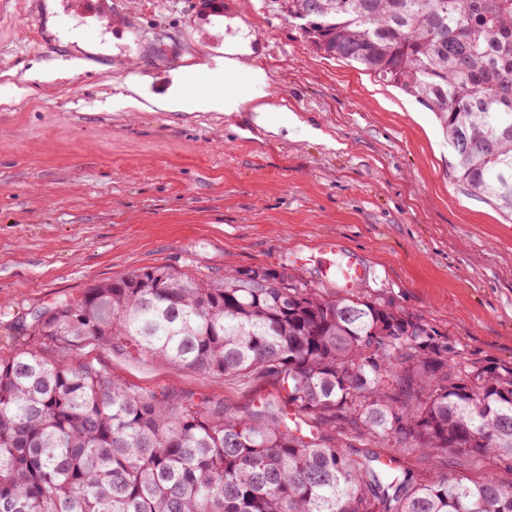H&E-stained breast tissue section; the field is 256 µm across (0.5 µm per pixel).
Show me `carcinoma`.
<instances>
[{
	"mask_svg": "<svg viewBox=\"0 0 512 512\" xmlns=\"http://www.w3.org/2000/svg\"><path fill=\"white\" fill-rule=\"evenodd\" d=\"M316 51L432 112L456 181L512 217V0H271ZM269 269L212 282L166 266L99 281L0 358V512H512V482L433 476L344 449L346 425L389 448L512 461V362L461 357L424 319L333 298ZM95 345L206 377L274 376L246 415L173 387L133 388L36 350ZM294 409L308 432L288 429Z\"/></svg>",
	"mask_w": 512,
	"mask_h": 512,
	"instance_id": "1",
	"label": "carcinoma"
}]
</instances>
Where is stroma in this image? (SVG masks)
<instances>
[{"label": "stroma", "instance_id": "stroma-1", "mask_svg": "<svg viewBox=\"0 0 512 512\" xmlns=\"http://www.w3.org/2000/svg\"><path fill=\"white\" fill-rule=\"evenodd\" d=\"M237 31L301 127L156 104L170 71L213 63ZM37 64L48 80H27ZM138 76L151 96L132 109L114 95ZM451 159L431 112L324 58L268 0H224L220 16L201 0H0V358L42 309L145 267L219 282L283 266L343 296L316 259L332 238L366 269L356 293L420 316L465 358L512 361V219L460 187ZM69 361L238 414L280 395L270 376L228 381L100 347ZM401 462L484 474L458 454Z\"/></svg>", "mask_w": 512, "mask_h": 512}]
</instances>
